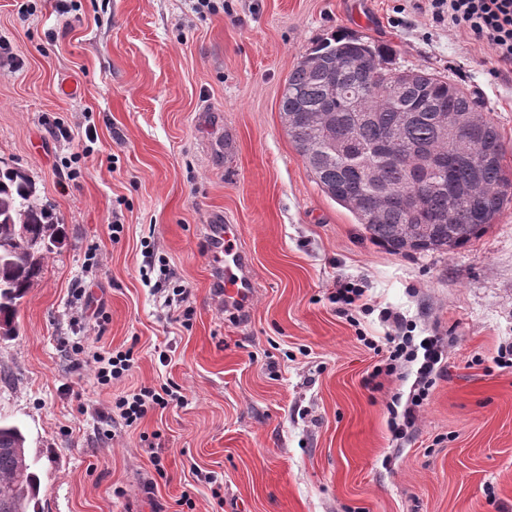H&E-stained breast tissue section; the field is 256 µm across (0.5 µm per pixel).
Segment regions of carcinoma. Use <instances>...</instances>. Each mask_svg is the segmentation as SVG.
<instances>
[{"label":"carcinoma","instance_id":"1","mask_svg":"<svg viewBox=\"0 0 512 512\" xmlns=\"http://www.w3.org/2000/svg\"><path fill=\"white\" fill-rule=\"evenodd\" d=\"M285 129L318 187L348 209L366 235L394 254L448 253L498 222L512 202V166L483 102L425 70L400 69L391 48L339 36L314 47L289 73ZM441 164L416 184L411 170ZM476 184L477 195L463 189ZM424 195L409 210L404 201ZM49 208L29 175L0 166V330L18 332L17 307L43 274L52 248ZM20 427L0 422V512H30L40 481Z\"/></svg>","mask_w":512,"mask_h":512}]
</instances>
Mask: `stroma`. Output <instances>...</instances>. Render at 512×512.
I'll list each match as a JSON object with an SVG mask.
<instances>
[{
	"instance_id": "35a3bbf8",
	"label": "stroma",
	"mask_w": 512,
	"mask_h": 512,
	"mask_svg": "<svg viewBox=\"0 0 512 512\" xmlns=\"http://www.w3.org/2000/svg\"><path fill=\"white\" fill-rule=\"evenodd\" d=\"M214 5L0 0V164L28 172L63 237L17 335H0V421L37 461L38 512H512V367L497 364L512 203L466 248L391 253L321 192L279 112L302 56L363 36L473 90L512 165V73L493 76L490 51L418 0ZM227 224L257 283L237 316L221 300ZM148 249L185 299L165 305ZM342 282L365 287L367 310L339 308ZM385 309L445 348L401 440L388 403L414 375L368 383L398 333ZM128 347L134 368L98 384L92 355ZM144 385L184 401L113 418Z\"/></svg>"
}]
</instances>
